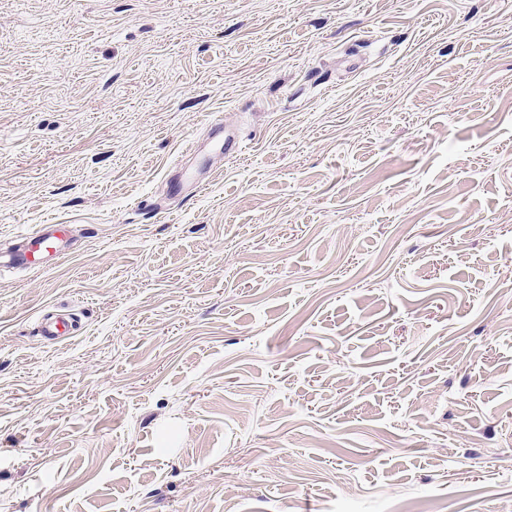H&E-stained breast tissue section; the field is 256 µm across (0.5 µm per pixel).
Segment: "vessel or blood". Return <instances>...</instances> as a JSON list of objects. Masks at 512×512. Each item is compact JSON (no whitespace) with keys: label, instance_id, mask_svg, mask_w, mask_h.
Instances as JSON below:
<instances>
[{"label":"vessel or blood","instance_id":"b4317fda","mask_svg":"<svg viewBox=\"0 0 512 512\" xmlns=\"http://www.w3.org/2000/svg\"><path fill=\"white\" fill-rule=\"evenodd\" d=\"M208 138L224 151L225 155L238 156L243 152L242 140L227 131L221 117H214L207 128ZM211 181L210 176L193 175L186 162L180 163L169 174L168 196L170 199L186 195L202 194ZM74 246L64 224H43L25 235L20 246L4 249L0 247V269L12 268L40 271L58 266L73 253ZM40 336L58 342L76 336L80 325L74 313L68 310L44 311L37 319Z\"/></svg>","mask_w":512,"mask_h":512}]
</instances>
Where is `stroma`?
<instances>
[{
	"label": "stroma",
	"mask_w": 512,
	"mask_h": 512,
	"mask_svg": "<svg viewBox=\"0 0 512 512\" xmlns=\"http://www.w3.org/2000/svg\"><path fill=\"white\" fill-rule=\"evenodd\" d=\"M56 223L0 512L512 507V0H0V246ZM207 138L224 150L225 156H238L243 152V141L233 132L224 129V120L215 116L207 128ZM202 147V143L199 141L195 142L188 148L182 155L183 159L191 156H196ZM181 160L180 164L175 167L169 174L167 185H168V203H156L153 205L152 210L155 215L163 216L169 214L172 210L170 201L186 194L182 199L191 198L193 196H199L202 194L209 183L215 178L217 172H209L203 177H197L192 174L190 167L187 165L185 160ZM180 177H187L188 181L179 179ZM37 328L40 336L50 342H58L76 336L79 331V318L69 310L44 311L37 319Z\"/></svg>",
	"instance_id": "obj_1"
}]
</instances>
